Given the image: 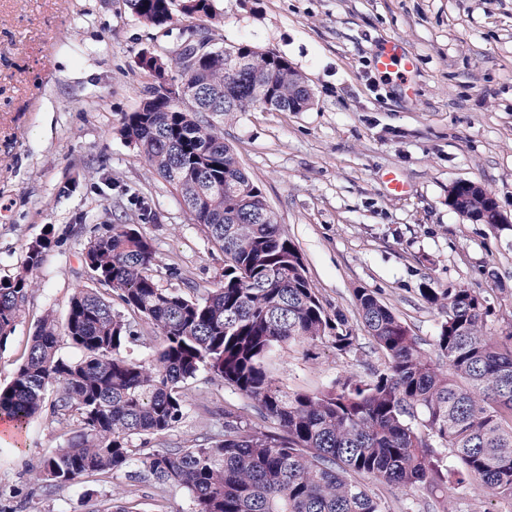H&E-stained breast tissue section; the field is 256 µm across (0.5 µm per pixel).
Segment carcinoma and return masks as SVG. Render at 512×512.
<instances>
[{
    "mask_svg": "<svg viewBox=\"0 0 512 512\" xmlns=\"http://www.w3.org/2000/svg\"><path fill=\"white\" fill-rule=\"evenodd\" d=\"M125 2L154 26L176 15H216L215 0ZM142 69L153 82L139 109L124 115L121 133L224 251V278L200 298L160 287L152 274L156 250L135 224H112L87 244L82 263L90 277L145 317L162 343L151 360L130 357L141 330L92 288L74 292L65 321L48 313L38 322L25 362L0 386V417L27 427L52 388L53 417L75 421L37 472L39 488L48 493L135 468L160 485L186 488L194 512H388L365 478L435 492L454 477L477 482L489 503L512 500V349L487 336L490 308L481 293L420 289L442 315L434 339L442 365L363 288L358 314L387 359L384 369L292 396L272 374V359L286 344L329 338L346 353L357 337L343 314L324 307L276 212L224 143V129L203 113L304 112L313 104L305 77L286 58L248 43L217 46L180 71L179 81L196 93L186 102L164 86L167 60ZM458 197L469 213L494 218L495 202L482 185L464 183ZM50 245L48 231L29 244L23 272L0 280V349L37 287L28 273L42 265ZM62 341L80 357L59 356ZM205 368L282 434L245 430L241 415L226 411L220 440L174 450L132 447L136 436L175 427L186 408L183 384Z\"/></svg>",
    "mask_w": 512,
    "mask_h": 512,
    "instance_id": "obj_1",
    "label": "carcinoma"
}]
</instances>
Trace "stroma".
Here are the masks:
<instances>
[{
	"label": "stroma",
	"instance_id": "35a3bbf8",
	"mask_svg": "<svg viewBox=\"0 0 512 512\" xmlns=\"http://www.w3.org/2000/svg\"><path fill=\"white\" fill-rule=\"evenodd\" d=\"M213 19L139 21L124 0H0V279L22 272L28 245L53 242L32 276L38 286L0 349V386L29 351L39 320L64 319L77 287H92L81 256L109 225L134 224L159 257L161 287L198 296L216 287L224 254L190 219L181 197L151 172L119 132L148 78L142 51L165 55L199 31L219 44L249 43L288 59L313 94L304 112L209 113L224 141L276 211L299 249L321 301L341 312L356 349L331 341L280 348L271 369L288 393H318L341 377L368 378L385 358L366 335L355 294L376 293L427 353L441 317L421 296L438 290L482 293L487 333L505 342L512 328V227L499 230L448 204L457 181L495 195L512 224V0H217ZM389 41L415 59L411 92L381 78L374 58ZM98 169L96 180L85 166ZM406 189H389L387 176ZM137 189L147 211L128 209ZM187 405L153 448H185L224 435V412L242 406L230 387L201 370L186 383ZM67 430L41 414L15 441L0 440V502L21 512H92L122 488L135 512H193L187 489L158 487L150 475L87 477L78 486L35 493L41 461ZM370 489L391 512L410 505L481 512L476 484L446 493Z\"/></svg>",
	"mask_w": 512,
	"mask_h": 512
}]
</instances>
